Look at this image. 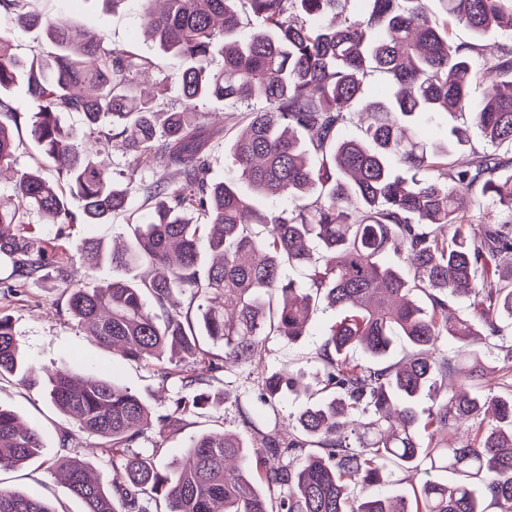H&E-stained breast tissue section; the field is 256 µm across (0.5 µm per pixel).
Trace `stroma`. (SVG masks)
<instances>
[{
    "label": "stroma",
    "mask_w": 512,
    "mask_h": 512,
    "mask_svg": "<svg viewBox=\"0 0 512 512\" xmlns=\"http://www.w3.org/2000/svg\"><path fill=\"white\" fill-rule=\"evenodd\" d=\"M28 4L31 12L62 18L88 34L102 35L109 46L127 48L151 60L152 69L140 74L139 82L152 87L161 105L180 106L178 87L170 79L174 63L141 26L145 0H28ZM0 32L10 36L18 55L26 57L54 50L43 32L19 26L13 14L5 11L0 12ZM128 218V212H120L105 224H69L64 230L75 244L88 237L108 244L134 233L135 227ZM9 275V269L0 270V310L11 315L28 364L40 371L63 367L74 373L116 378L147 401L153 416L169 412L178 395L176 379L161 380L154 366L124 360L111 347L89 336L67 313L63 286L53 276L29 282L11 293L7 290ZM339 316V311L322 304L313 315L307 335L299 341L270 337L262 349V368L234 366L211 379V391L229 395L220 408L218 422L205 416L193 419L165 438L158 437L155 428H148L143 449L159 448L160 459L167 463L182 455L191 437L217 425L245 437L254 426L264 431L271 429L276 419L286 418L304 398L293 395L276 406L265 405L258 398L262 370L317 373L320 365L316 351L322 334ZM0 406L36 426L43 444L37 460L16 470H1L0 486L25 487L48 501L55 512H84L82 502L66 494L52 463L62 456L77 455L95 475L110 480L113 470L97 452L104 444L103 439L80 431L49 401L38 382L24 383L15 377H4L0 380Z\"/></svg>",
    "instance_id": "35a3bbf8"
}]
</instances>
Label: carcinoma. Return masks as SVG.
<instances>
[{"label": "carcinoma", "mask_w": 512, "mask_h": 512, "mask_svg": "<svg viewBox=\"0 0 512 512\" xmlns=\"http://www.w3.org/2000/svg\"><path fill=\"white\" fill-rule=\"evenodd\" d=\"M26 2L0 8L44 29L56 53L21 59L0 34V92L19 81L27 89L21 106L0 97L9 119L0 121V171L16 165L10 124L24 120L59 183L38 167L15 171L17 204L0 205V268L12 269L18 288L56 269L66 310L90 336L157 367L164 381L178 378L183 394L158 418L159 436L214 402L202 391L214 373L260 362L270 336L298 340L321 302L341 311L317 352L322 395L310 394L288 426L253 425L250 445L202 433L168 464L157 448L135 451L150 417L139 395L113 379L47 374L50 401L108 440L101 452L119 472L105 483L81 459L55 460L84 512H486L487 498L512 512V381L484 394L480 351L458 360L438 352L445 338L465 347L472 336H505L491 315L512 326V158L476 140L512 146V44L491 55L480 44L492 29L512 32V0H165L142 21L176 61V111L138 85L151 61L33 15ZM457 24L475 42L455 43ZM217 54L224 63L215 69ZM479 69L487 86L476 103L469 88ZM370 71L387 74L391 91L368 93ZM235 100L255 108L225 157L234 176L211 183L207 150L226 127L206 123L199 106ZM354 111L367 115L358 138L347 134ZM62 112L83 113L85 130L63 127ZM464 112L471 122L449 126L444 144L419 131L435 114ZM114 144L152 156V179L98 160ZM453 150L468 163L448 162ZM133 195L143 208L133 238L119 249L93 238L75 248L87 268L123 271L94 288L73 283L59 261L64 245L28 231L35 213L61 226L105 224ZM256 197H281L288 209L264 210ZM388 253L395 262L383 260ZM286 263L303 271L305 287L283 280ZM456 297L467 309L450 316ZM201 332L224 341L223 353L201 348ZM6 375L27 381L34 370L0 312ZM303 379L271 372L260 399L307 391ZM424 396L431 405L422 409ZM471 420V438L458 443L452 432ZM307 446L321 453L268 466ZM42 448L34 427L0 408V470ZM390 463L419 478L409 494L351 495L389 483ZM0 512L55 510L0 487Z\"/></svg>", "instance_id": "obj_1"}]
</instances>
